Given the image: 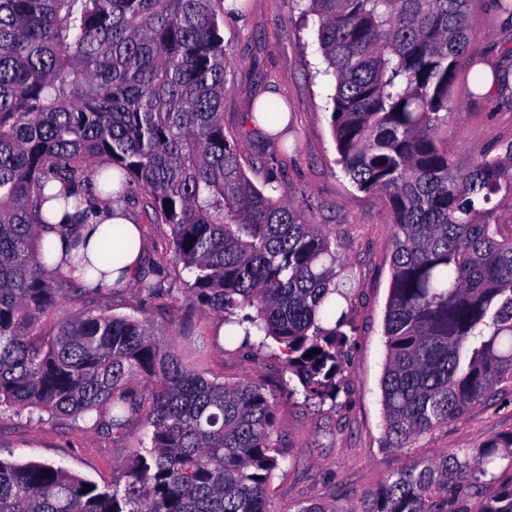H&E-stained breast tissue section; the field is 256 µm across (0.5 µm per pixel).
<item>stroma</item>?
I'll return each instance as SVG.
<instances>
[{
  "mask_svg": "<svg viewBox=\"0 0 512 512\" xmlns=\"http://www.w3.org/2000/svg\"><path fill=\"white\" fill-rule=\"evenodd\" d=\"M476 25L469 53L494 66L512 47V23L492 0H475ZM295 0H251L246 12L225 20L221 32L233 65L224 97V130L242 135L244 168L263 185L268 168L283 171L296 201L306 206L336 238L337 249L356 277L352 299L351 341L343 361L344 393L336 403L317 405L296 394L298 381L288 372L276 346L225 352L214 337L219 316L196 308L175 311L128 288L95 298L112 313L147 318L155 334L188 351L189 337L206 336L205 369L222 381L241 378L284 395L278 438L284 459L277 470L269 512H295L303 502L333 501L349 512L365 489L383 483L409 462L457 448L473 449L490 436L512 431V386L503 385L463 418L416 439L410 447H386L381 377L386 362L384 318L391 283V232L383 200L358 190L338 163L330 125L332 77L317 38L318 19L301 17ZM275 92L290 121L279 137L251 134L252 102ZM512 142V103L496 93L472 89L460 75L448 119V148L459 167H470L478 151ZM145 435L135 424L112 439L92 428L91 418L70 420L0 414V457L17 462L60 465L99 485L112 483L121 465L132 462Z\"/></svg>",
  "mask_w": 512,
  "mask_h": 512,
  "instance_id": "obj_1",
  "label": "stroma"
}]
</instances>
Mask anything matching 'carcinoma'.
Wrapping results in <instances>:
<instances>
[{
  "label": "carcinoma",
  "mask_w": 512,
  "mask_h": 512,
  "mask_svg": "<svg viewBox=\"0 0 512 512\" xmlns=\"http://www.w3.org/2000/svg\"><path fill=\"white\" fill-rule=\"evenodd\" d=\"M304 2L335 77L339 162L391 214L382 404L387 447L407 448L512 384V143L465 169L448 150L473 0ZM223 16L224 0H0V412H94L114 438L150 428L103 489L0 459V512H269L282 457L275 395L208 378L147 320L78 308L35 332L70 294L101 291L38 258L53 183L77 206L92 193L123 202L139 186L193 274L179 293L142 275L139 292L241 327V349L263 332L307 401L342 391L348 313L326 321L354 276L326 225L278 174L257 187L224 134ZM492 82L512 99L507 67ZM508 451L512 431L415 460L356 508L296 512H455L458 492ZM478 512H512V477Z\"/></svg>",
  "instance_id": "1"
}]
</instances>
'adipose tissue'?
<instances>
[{"instance_id": "1", "label": "adipose tissue", "mask_w": 512, "mask_h": 512, "mask_svg": "<svg viewBox=\"0 0 512 512\" xmlns=\"http://www.w3.org/2000/svg\"><path fill=\"white\" fill-rule=\"evenodd\" d=\"M43 211L47 225L40 229L45 253L64 274L103 286L133 284L145 267L143 230L130 211L119 204L98 206L87 219H67V210L55 200L47 201ZM119 253V261L102 259L104 245Z\"/></svg>"}]
</instances>
